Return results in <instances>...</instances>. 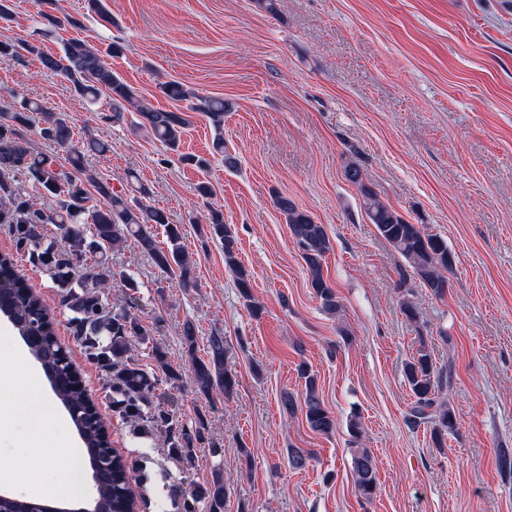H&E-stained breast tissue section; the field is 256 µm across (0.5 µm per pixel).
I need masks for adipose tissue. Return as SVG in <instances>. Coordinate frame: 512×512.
Instances as JSON below:
<instances>
[{
	"mask_svg": "<svg viewBox=\"0 0 512 512\" xmlns=\"http://www.w3.org/2000/svg\"><path fill=\"white\" fill-rule=\"evenodd\" d=\"M34 378V373L23 369L18 357L0 356V397L9 399L26 413L31 435L37 439L46 423L55 419L56 412L52 400L43 392L26 389V382Z\"/></svg>",
	"mask_w": 512,
	"mask_h": 512,
	"instance_id": "obj_1",
	"label": "adipose tissue"
}]
</instances>
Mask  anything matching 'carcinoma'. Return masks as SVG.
Returning a JSON list of instances; mask_svg holds the SVG:
<instances>
[{"mask_svg":"<svg viewBox=\"0 0 512 512\" xmlns=\"http://www.w3.org/2000/svg\"><path fill=\"white\" fill-rule=\"evenodd\" d=\"M23 51L38 56L43 68L66 78L72 90L88 102L94 104L101 93H106L111 101L112 122L123 121L127 112L137 113L138 127L172 151L179 149L190 124L188 112L203 114L214 129L215 153L224 157V167H237V159L224 152V113L229 111V104L223 98L202 95L179 81L169 80L160 84L161 92L171 100L188 102L187 110L157 109L105 64L97 48L79 36L63 40L55 54L45 53L39 45L27 40L0 42L1 61L13 59ZM38 113L45 115L39 135L66 149L64 162L33 153L24 146L23 129L32 127L33 115ZM107 151L108 145L96 138L75 141L69 121L46 112L41 102L25 97L19 100V107L0 114V224L8 225L16 250L26 254L31 264L42 267L58 288L61 306L72 312V335L84 348L86 358L107 376L112 390V411L138 435L161 434L171 456L188 460L205 443L207 422L202 417L191 424L180 421L171 409L157 401L160 389L157 375L134 362L137 347L149 343L151 355L166 379L172 383L180 380L179 373L169 365L166 351L150 342L148 330L140 320L127 309H113L108 302L105 289L112 280L118 278L130 285L133 280L112 271L106 248L114 250L127 240H134L161 273L177 277L184 288L195 286L192 261L183 246L182 225L170 223L164 211L128 200L124 192L112 188L106 179L92 175L84 180L77 177L86 171L87 157L101 156ZM21 176L34 187L57 197L56 206L48 210L34 207L26 199V186L19 181ZM344 176L360 190L364 214L378 234L404 258L423 287L442 295L454 262L448 243L428 233L423 225L409 223L380 200L365 184L357 163L348 162ZM88 181L107 203L91 204ZM276 206L285 216L306 265L310 288L320 300L321 308L331 316L340 315L342 301L323 274V261L332 248L324 225L315 223L286 196H277ZM40 224L52 225L53 236L37 234ZM153 224L164 227L165 245L157 242L151 231ZM208 230L210 238L222 243L224 263L232 272L235 286L251 315L261 317L263 308L253 298L251 272L238 259L237 237L231 225L224 223L223 213L211 210ZM0 291L10 297L15 323L41 337V345L32 348L31 355L37 357L43 372L67 376L55 397L61 404L71 406L82 425L78 434L84 464L90 467L98 457L109 472L110 493L95 502L96 512H127L131 503L127 497L130 470L126 457L121 453L109 454L108 428L95 402L64 364V354L56 338L55 314L16 269L10 253L0 254ZM181 335L199 391L208 395L218 389L226 396L231 395L237 380L226 367L224 337H210L207 357L201 359L195 355L194 324L185 322ZM403 372L412 393L406 416L408 424L413 428H430L435 447H444L448 435L456 431L455 411L446 397V390L452 388L453 365L446 369L437 366L422 341L405 363ZM300 377L304 379L301 398L284 394L282 408L290 414L301 411L313 432L328 436L336 429L337 419L321 399L315 374L305 364L300 367ZM351 464L355 489L362 499L371 500L377 489V474L370 450L351 449ZM225 497L224 476L218 471L182 498L179 512H196L199 502L206 504L208 512H224Z\"/></svg>","mask_w":512,"mask_h":512,"instance_id":"carcinoma-1","label":"carcinoma"}]
</instances>
